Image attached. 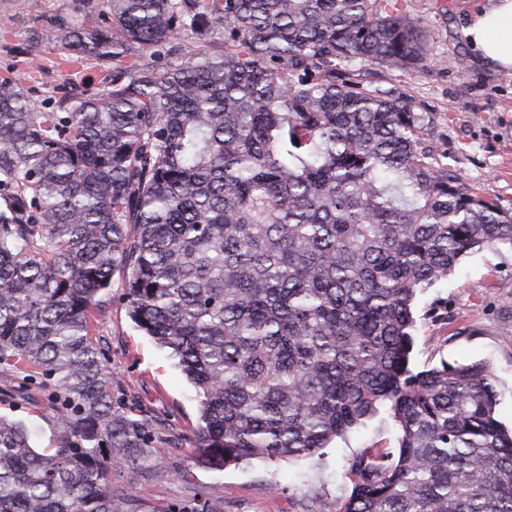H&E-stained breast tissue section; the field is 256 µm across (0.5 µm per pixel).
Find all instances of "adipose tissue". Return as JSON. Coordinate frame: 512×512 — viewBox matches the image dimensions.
<instances>
[{
	"instance_id": "ef3b65f1",
	"label": "adipose tissue",
	"mask_w": 512,
	"mask_h": 512,
	"mask_svg": "<svg viewBox=\"0 0 512 512\" xmlns=\"http://www.w3.org/2000/svg\"><path fill=\"white\" fill-rule=\"evenodd\" d=\"M463 33L473 50L499 69L512 70V0H487Z\"/></svg>"
}]
</instances>
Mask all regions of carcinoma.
Masks as SVG:
<instances>
[{
	"label": "carcinoma",
	"mask_w": 512,
	"mask_h": 512,
	"mask_svg": "<svg viewBox=\"0 0 512 512\" xmlns=\"http://www.w3.org/2000/svg\"><path fill=\"white\" fill-rule=\"evenodd\" d=\"M57 18L0 79V395L50 409L51 453L0 416V512H140L112 472L159 463L92 339L123 274L128 316L194 384L196 460L310 457L389 408L339 512H512V431L484 363L410 367L421 291L512 213L421 147L402 96L336 62L424 57L396 0H107ZM223 40H214L216 34ZM99 61L43 111L41 45Z\"/></svg>",
	"instance_id": "cac0c4a2"
}]
</instances>
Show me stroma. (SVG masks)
<instances>
[{"label":"stroma","mask_w":512,"mask_h":512,"mask_svg":"<svg viewBox=\"0 0 512 512\" xmlns=\"http://www.w3.org/2000/svg\"><path fill=\"white\" fill-rule=\"evenodd\" d=\"M484 2L405 0L428 34L424 61L395 69L340 63L336 76L408 96L433 121L424 145L438 163L512 211V72L482 60L463 34ZM105 8L104 0H0V77L34 30L57 17L78 19ZM122 293V277L114 275L92 339L119 378L115 400L156 437L157 467L135 478L125 471L112 476L113 488L140 498L146 512L204 501L215 512H338L352 488L351 461L366 448L397 453L399 433L383 407L297 463L251 459L220 471L198 463L192 453L195 389L168 350L135 328ZM416 315L412 368L486 363L496 381L497 418L512 428V246L500 243L466 255L447 280L418 295ZM0 411L26 424L37 452L53 448L58 425L52 413L30 412L9 398L0 400Z\"/></svg>","instance_id":"stroma-1"}]
</instances>
